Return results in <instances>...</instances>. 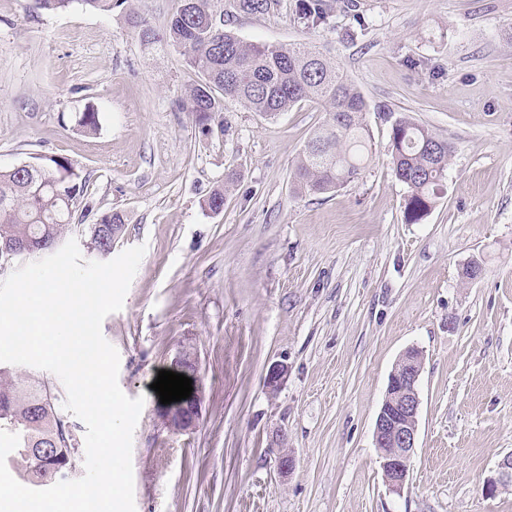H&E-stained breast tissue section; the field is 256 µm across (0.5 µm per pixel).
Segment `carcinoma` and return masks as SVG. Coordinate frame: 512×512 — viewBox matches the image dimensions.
I'll use <instances>...</instances> for the list:
<instances>
[{"label":"carcinoma","instance_id":"carcinoma-1","mask_svg":"<svg viewBox=\"0 0 512 512\" xmlns=\"http://www.w3.org/2000/svg\"><path fill=\"white\" fill-rule=\"evenodd\" d=\"M79 1L97 13L121 9L127 28L143 50L165 46L178 49L200 81L187 89L180 109L191 114L203 131L236 101L252 112L274 118L302 102L323 108L326 118L299 151L292 177L294 193L325 195L355 181L368 158L371 135L365 120L368 103L341 67L306 43L271 45L245 43L224 30V0H176L167 25L158 30L145 8L147 0H34L47 12L63 11ZM335 0H299L304 24L326 22ZM271 0H236L245 14L264 13ZM79 125L87 134L99 130V114L89 108ZM453 144L401 115L394 120L388 145L393 171L408 189L405 218L418 224L443 193ZM85 184L64 157L43 158L36 166L0 170V246L29 243L35 251L63 241L74 220L73 200ZM124 215L109 210L88 227L86 248L96 257L112 248L125 233ZM65 414L48 382L20 376L0 366V429L16 433V455L7 462H23L22 480L44 489L67 479L77 454L74 433L66 429ZM34 448H51L44 462H36Z\"/></svg>","mask_w":512,"mask_h":512}]
</instances>
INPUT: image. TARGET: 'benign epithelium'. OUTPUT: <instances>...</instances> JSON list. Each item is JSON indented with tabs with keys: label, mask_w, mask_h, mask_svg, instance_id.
<instances>
[{
	"label": "benign epithelium",
	"mask_w": 512,
	"mask_h": 512,
	"mask_svg": "<svg viewBox=\"0 0 512 512\" xmlns=\"http://www.w3.org/2000/svg\"><path fill=\"white\" fill-rule=\"evenodd\" d=\"M171 370L192 379L193 391L189 398L169 404L166 420L178 432L194 429L200 414V391L197 384L198 362L188 350L176 354ZM423 370L422 353L412 347L400 356L391 372L385 398L377 414L374 441L378 448L392 452L381 456V468L388 490L400 493L408 481L410 458L416 448L420 398L418 385ZM512 480V456L498 464L497 477L487 480L485 492L491 494L499 484Z\"/></svg>",
	"instance_id": "obj_1"
}]
</instances>
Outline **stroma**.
<instances>
[{
	"mask_svg": "<svg viewBox=\"0 0 512 512\" xmlns=\"http://www.w3.org/2000/svg\"><path fill=\"white\" fill-rule=\"evenodd\" d=\"M242 41L315 46L363 93L367 167L298 196L295 157L323 121L224 104L203 132L179 99L199 80L176 49L142 52L120 13L0 0V169L69 159L85 182L72 238L126 216L113 254L146 245L121 311L102 323L118 383L145 396L133 434L136 512H512V0H344L309 29L297 0L244 14ZM97 109L101 127L77 124ZM455 146L445 192L417 224L388 143L400 115ZM222 212L201 201L225 177ZM483 273L470 281L463 264ZM423 355L417 447L389 493L373 430L408 348ZM201 413L171 429L152 388L181 349ZM281 364L277 388L265 377ZM290 456L288 473L278 454Z\"/></svg>",
	"mask_w": 512,
	"mask_h": 512,
	"instance_id": "35a3bbf8",
	"label": "stroma"
}]
</instances>
